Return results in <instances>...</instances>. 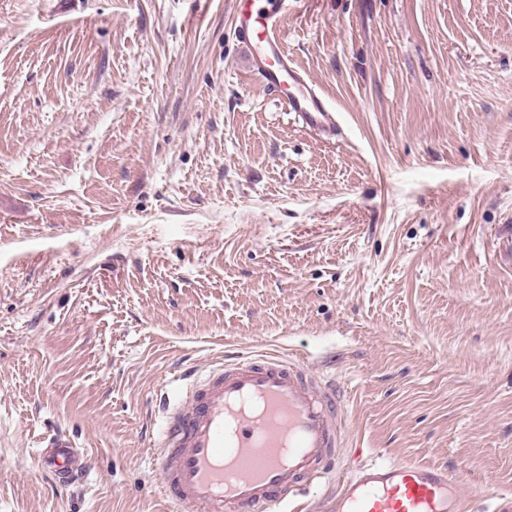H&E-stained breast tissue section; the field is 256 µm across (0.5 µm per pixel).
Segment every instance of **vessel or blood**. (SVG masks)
<instances>
[{"mask_svg":"<svg viewBox=\"0 0 512 512\" xmlns=\"http://www.w3.org/2000/svg\"><path fill=\"white\" fill-rule=\"evenodd\" d=\"M283 0H238L235 34L253 73L286 111L329 132L336 114L288 55ZM156 461L162 495L179 512H310L306 490L336 480L332 512H461L447 468L371 455L340 468L348 455L346 415L329 381L299 361L231 356L201 376L170 384ZM42 467L56 484L85 472L83 454L62 435L44 441Z\"/></svg>","mask_w":512,"mask_h":512,"instance_id":"vessel-or-blood-1","label":"vessel or blood"}]
</instances>
